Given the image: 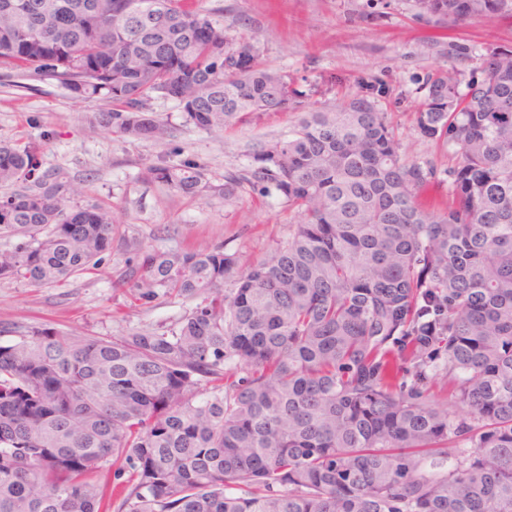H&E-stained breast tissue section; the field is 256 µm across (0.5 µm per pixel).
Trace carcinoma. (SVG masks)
Instances as JSON below:
<instances>
[{
    "instance_id": "obj_1",
    "label": "carcinoma",
    "mask_w": 512,
    "mask_h": 512,
    "mask_svg": "<svg viewBox=\"0 0 512 512\" xmlns=\"http://www.w3.org/2000/svg\"><path fill=\"white\" fill-rule=\"evenodd\" d=\"M0 69L103 93L102 121L158 144L155 94L209 133L303 97L191 0H0ZM384 93L302 113L221 181L143 169L190 198L272 190L302 220L244 270L222 248L135 246L134 307L195 301L168 324L0 344V512H102L109 472L113 512H512V49L488 47L463 91L452 68L425 81L416 130L455 156L445 209L423 203L436 173L403 157ZM34 170L33 148L0 145V237L16 238L0 279L40 286L97 267L116 218L66 209L57 173ZM430 371L448 401H426Z\"/></svg>"
}]
</instances>
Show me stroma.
Returning a JSON list of instances; mask_svg holds the SVG:
<instances>
[{
  "mask_svg": "<svg viewBox=\"0 0 512 512\" xmlns=\"http://www.w3.org/2000/svg\"><path fill=\"white\" fill-rule=\"evenodd\" d=\"M200 2L229 35L255 45L262 65L295 81L305 109L334 106L359 84L381 82L387 93L379 105L397 127L404 155L436 171L425 202L446 207L451 156L415 129L423 83L451 64L461 82L480 77L488 46L512 48V16L455 23L421 13L415 0ZM148 107L173 129L164 146L101 123V113L112 109L104 96L83 98L54 80L0 70V144L35 146L40 170L59 173L73 189L70 203L97 202L118 218L112 251L97 269L54 286L0 280V337L34 327L110 337L171 322L188 300L162 299L132 312L116 290L128 242L183 251L221 247L246 266L268 257L299 222L273 195L246 188L237 200L209 203L140 177L163 159L203 164L223 179L225 169L246 164L268 140L287 137L298 113L267 112L215 137L187 121L176 99L159 96Z\"/></svg>",
  "mask_w": 512,
  "mask_h": 512,
  "instance_id": "35a3bbf8",
  "label": "stroma"
}]
</instances>
